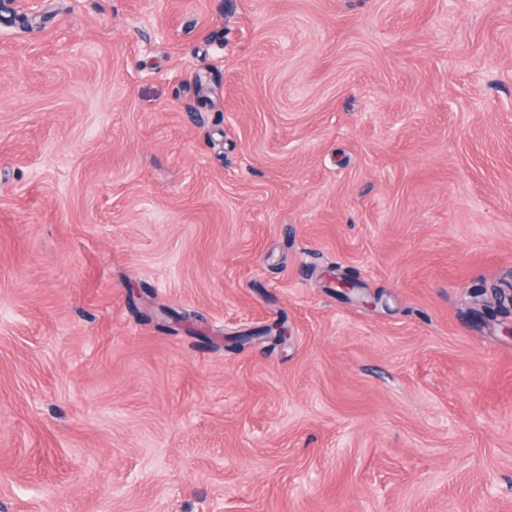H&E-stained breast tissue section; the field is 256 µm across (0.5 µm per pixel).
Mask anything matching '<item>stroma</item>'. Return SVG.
<instances>
[{
    "label": "stroma",
    "mask_w": 512,
    "mask_h": 512,
    "mask_svg": "<svg viewBox=\"0 0 512 512\" xmlns=\"http://www.w3.org/2000/svg\"><path fill=\"white\" fill-rule=\"evenodd\" d=\"M497 288L512 0H0V512H512Z\"/></svg>",
    "instance_id": "1"
}]
</instances>
